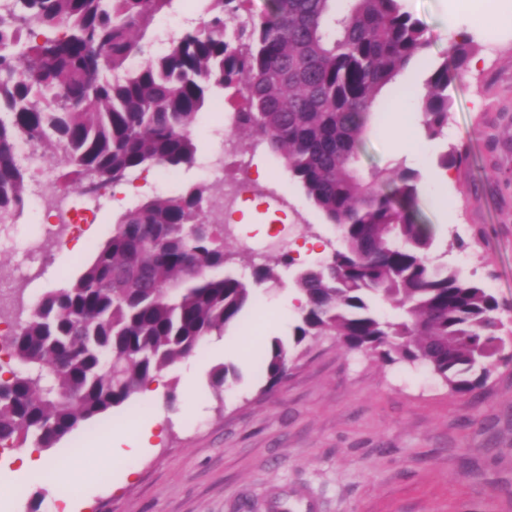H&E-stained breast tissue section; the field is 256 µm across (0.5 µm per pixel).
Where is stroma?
Segmentation results:
<instances>
[{"mask_svg": "<svg viewBox=\"0 0 512 512\" xmlns=\"http://www.w3.org/2000/svg\"><path fill=\"white\" fill-rule=\"evenodd\" d=\"M402 5L426 29L428 64L442 62L452 42L472 40L466 69L449 77L448 131L426 140L423 156L410 164L431 171L441 153L467 151V163L451 169L442 189L423 184L419 208L435 233L434 255L488 288L512 330V26H490L470 0ZM452 13L462 19L454 30ZM220 97L223 111L208 105L199 115L196 161L178 183H158L151 170L136 173L128 180L135 194L102 199L78 249L59 248L66 227L56 223L50 196L27 198L20 219L0 229V288L21 290L28 305L73 280L127 209L193 184L217 190L250 181L251 193L222 218L229 247L242 236L263 241L281 230L290 240L289 267L268 251L234 256L239 270L272 267L277 286L256 289L272 313L246 312L227 329L223 353L204 345L192 358L195 389L184 387L182 367L173 365L162 372L160 393L82 422L47 449L55 461L81 453L79 468L68 474L78 512H512V362L497 364L474 394L462 396L425 367L388 363L323 336L294 354L280 381L261 374L269 338L289 337L296 323L290 295L298 268L324 259L340 241L280 155L231 133L241 99L228 91ZM389 118L376 113L363 168L401 159L385 133ZM249 150L252 165L240 168L237 160ZM216 152L224 156L220 177L202 168ZM275 187L282 192L276 201L269 197ZM224 363L234 364L240 378L219 396L210 373ZM159 410L165 419L154 448L131 460L128 472L114 469L103 430ZM10 455L0 448V512H28L36 499L40 512H63L41 485L7 496Z\"/></svg>", "mask_w": 512, "mask_h": 512, "instance_id": "obj_1", "label": "stroma"}]
</instances>
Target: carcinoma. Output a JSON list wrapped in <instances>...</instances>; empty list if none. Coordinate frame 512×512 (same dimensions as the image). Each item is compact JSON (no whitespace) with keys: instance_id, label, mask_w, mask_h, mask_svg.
Returning <instances> with one entry per match:
<instances>
[{"instance_id":"obj_1","label":"carcinoma","mask_w":512,"mask_h":512,"mask_svg":"<svg viewBox=\"0 0 512 512\" xmlns=\"http://www.w3.org/2000/svg\"><path fill=\"white\" fill-rule=\"evenodd\" d=\"M171 0H15L0 18V218L21 212L29 182L17 153L25 139L57 159V181L97 192L146 166L193 161V131L215 88L245 105L247 131L282 156L292 179L340 232L341 244L300 269L304 303L291 342L273 336L271 382L292 352L325 334L390 363L422 365L459 395L482 386L504 354L501 304L458 269L431 257L434 232L418 206L422 174L397 163L360 167L382 91L425 53L422 23L401 0H209L201 28L137 66L156 15ZM96 40L106 64L90 73ZM467 39L430 70L420 99L433 139L448 129V79L466 67ZM63 94L59 100L45 92ZM467 161L437 158L442 171ZM208 188L158 196L123 215L81 274L11 322V377L0 379V447L49 448L80 423L130 404L165 368L194 356L254 303L253 283L226 268L224 225L208 222ZM379 299L396 315L372 306ZM216 391L237 378L211 372Z\"/></svg>"}]
</instances>
